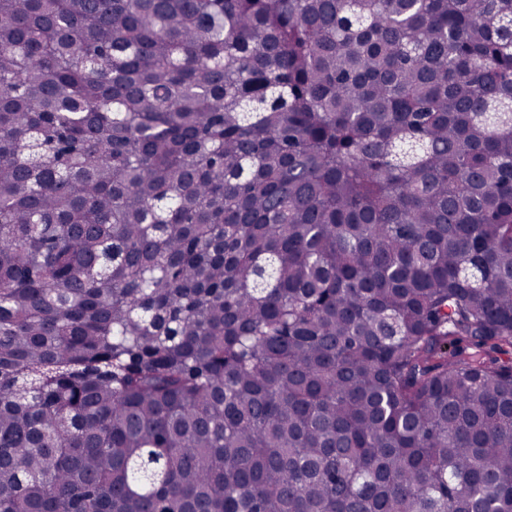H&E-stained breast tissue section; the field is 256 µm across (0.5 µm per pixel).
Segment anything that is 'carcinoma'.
<instances>
[{
  "label": "carcinoma",
  "instance_id": "cac0c4a2",
  "mask_svg": "<svg viewBox=\"0 0 512 512\" xmlns=\"http://www.w3.org/2000/svg\"><path fill=\"white\" fill-rule=\"evenodd\" d=\"M0 512H512V0H0Z\"/></svg>",
  "mask_w": 512,
  "mask_h": 512
}]
</instances>
